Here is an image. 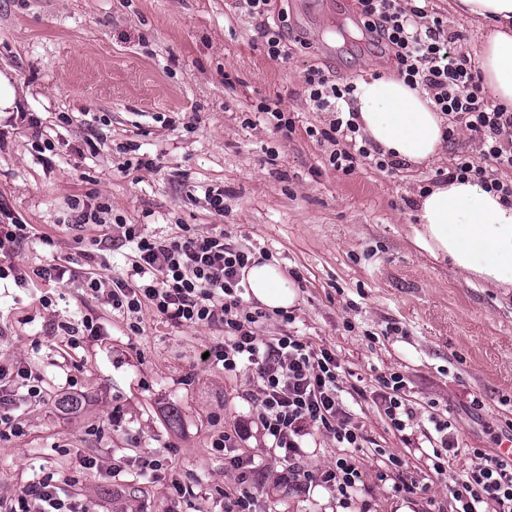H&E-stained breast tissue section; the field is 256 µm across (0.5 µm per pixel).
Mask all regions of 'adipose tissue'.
<instances>
[{
  "mask_svg": "<svg viewBox=\"0 0 512 512\" xmlns=\"http://www.w3.org/2000/svg\"><path fill=\"white\" fill-rule=\"evenodd\" d=\"M455 11L486 27L478 49L483 84L512 109V0H455ZM348 108L371 146L405 165H422L448 149L445 117L427 92L397 76L360 82ZM413 241L434 259L448 261L464 276L512 286V205L476 180L449 178L417 194ZM251 297L269 311L292 307L296 292L269 262L244 269Z\"/></svg>",
  "mask_w": 512,
  "mask_h": 512,
  "instance_id": "obj_1",
  "label": "adipose tissue"
}]
</instances>
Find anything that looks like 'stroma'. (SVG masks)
Here are the masks:
<instances>
[{
    "mask_svg": "<svg viewBox=\"0 0 512 512\" xmlns=\"http://www.w3.org/2000/svg\"><path fill=\"white\" fill-rule=\"evenodd\" d=\"M431 5L454 49L478 46L472 18L451 0ZM281 17L287 55L272 59L262 20L235 0H0V75L14 96L0 114V202L56 241L52 252L22 246L12 261L33 268L55 253L83 264L93 233L66 230L75 200L107 204L108 223L150 236L183 224L267 252L298 297L294 323L263 318L259 336L292 329L334 349L348 372L343 398L369 442L353 452L364 483L343 500L320 480L343 454L333 438L316 436L300 457L314 477L301 492L280 482L283 451L249 440L255 512H391L404 497L377 474L393 456L419 476L406 497L416 512H453L449 489L475 464L474 449L496 454L512 433V287L464 278L417 248L414 197L478 143L463 130L433 163L334 170L328 145L305 132L332 118L308 109L305 71L357 83L395 74V63L363 32L355 0H272L267 20ZM264 98L293 115L292 134L258 114ZM144 156L156 170L138 167ZM214 187L224 190L220 216L205 199ZM85 316L101 336L68 344L61 324ZM138 320L132 332L77 282L0 293L11 334L0 361L36 367L48 391L19 410L22 435L0 441V498L36 478L73 476L86 512H225L239 472L211 443L254 417L253 373L200 364L222 331L174 327L148 309ZM393 372L416 407L414 438L433 434V414L458 437L442 478L371 398ZM144 456L161 462L160 475L142 469ZM86 458L97 466L82 467ZM188 484L195 495L181 496Z\"/></svg>",
    "mask_w": 512,
    "mask_h": 512,
    "instance_id": "stroma-1",
    "label": "stroma"
}]
</instances>
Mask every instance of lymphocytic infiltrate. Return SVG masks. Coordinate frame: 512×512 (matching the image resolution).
I'll use <instances>...</instances> for the list:
<instances>
[{
    "instance_id": "1",
    "label": "lymphocytic infiltrate",
    "mask_w": 512,
    "mask_h": 512,
    "mask_svg": "<svg viewBox=\"0 0 512 512\" xmlns=\"http://www.w3.org/2000/svg\"><path fill=\"white\" fill-rule=\"evenodd\" d=\"M356 4L364 29L390 52L406 84L423 86L452 128H466L478 137L479 157L455 155L451 175L476 179L511 203L512 186L500 182L496 173L512 169V110L482 87L470 60L452 52L442 20L419 5L402 8L397 0ZM304 83L311 108L334 115L328 127L306 129L316 142L330 144L328 165L346 175L364 165L393 168V161L371 152L360 137L354 113L343 108L357 89L354 82L336 83L322 69L310 68ZM107 211L103 204L75 208L76 227L101 230L93 252L86 255L85 268L76 271L55 258L29 271L1 264L0 281L61 288L78 278L83 288L104 296L120 314L148 308L173 326L222 328L223 341L206 347L207 362L228 373L254 369L258 394L251 403L260 434L283 450L294 488H304L312 480L296 463L305 437L327 433L348 451L363 447L366 438L340 397L344 369L335 350L313 345L294 331L267 341L257 336L263 313L247 304L242 284L251 251L226 243L223 234H196L185 226L165 236H146L135 224H105ZM30 240L50 249L56 245L51 235L22 223L0 204V256L11 255ZM122 248L127 251L123 272L113 277L102 274L100 259ZM378 383L374 398L385 417L397 431L410 429L416 411L405 396L403 376L384 375ZM45 400L40 371L25 362H0V440L22 434L15 414L18 404L35 406ZM76 484L72 477L50 476L27 482L6 499L0 512H85ZM451 494L455 512H512V460L485 457L455 483Z\"/></svg>"
}]
</instances>
